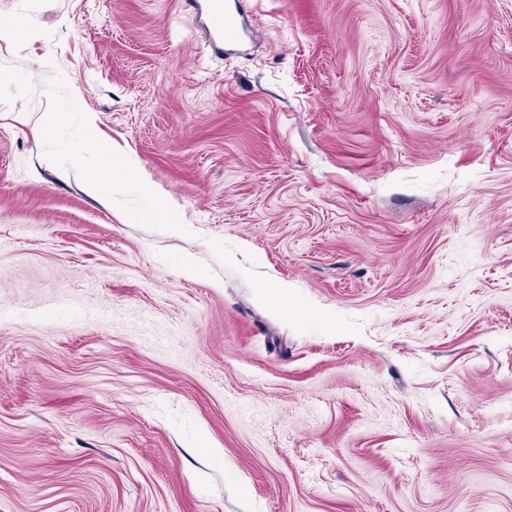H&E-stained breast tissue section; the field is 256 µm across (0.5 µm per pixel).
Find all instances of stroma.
<instances>
[{"instance_id":"35a3bbf8","label":"stroma","mask_w":512,"mask_h":512,"mask_svg":"<svg viewBox=\"0 0 512 512\" xmlns=\"http://www.w3.org/2000/svg\"><path fill=\"white\" fill-rule=\"evenodd\" d=\"M240 2L0 0V512H512V0ZM188 9L206 15L214 40L224 45V41H234L238 37V29L234 16L224 11L223 0H183ZM106 156L105 166L107 169L96 170H82L80 175L82 177L83 186L90 192L105 197L109 194L112 188V176H122L126 173H132L134 163L131 160L118 159L112 161V153L106 145L102 148Z\"/></svg>"}]
</instances>
